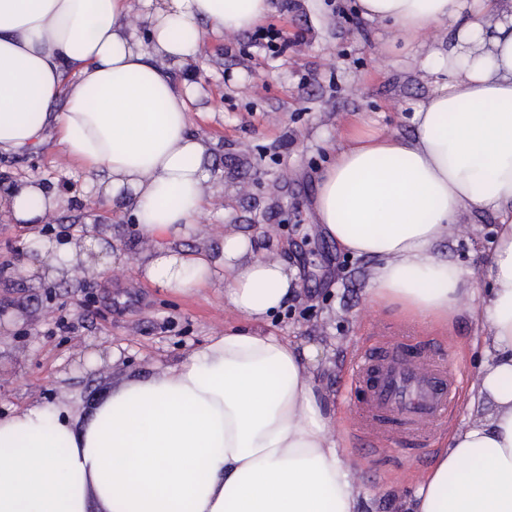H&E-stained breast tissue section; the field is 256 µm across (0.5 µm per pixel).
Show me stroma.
Masks as SVG:
<instances>
[{
    "instance_id": "stroma-1",
    "label": "stroma",
    "mask_w": 512,
    "mask_h": 512,
    "mask_svg": "<svg viewBox=\"0 0 512 512\" xmlns=\"http://www.w3.org/2000/svg\"><path fill=\"white\" fill-rule=\"evenodd\" d=\"M264 24L284 32L275 55L251 32L208 37L198 63L173 67L178 83L195 88L190 131L207 139L204 161L214 179L201 231L185 248L220 252L225 233L250 236L259 255L276 254L296 267L299 292L263 329L322 347L318 383L336 415V437L358 480L361 512H404L417 489L401 451L363 454L345 422L352 402L345 367L356 348L375 344L381 319H404L396 305L372 300V259L328 238L315 220L317 176L332 147L354 130L412 131V113L429 93L424 55L385 44L382 29L362 18L357 0H272ZM36 179L64 205L48 219L52 238L75 234L112 238L126 256L121 268L91 276L32 275L16 255L28 227L0 213V415L34 403L65 407L84 417L114 385L178 364L192 348L229 325H241L224 302V281L190 295L147 285L136 264L150 242L132 220L97 199L90 178L47 144L27 155L0 153V196ZM468 232L442 246L478 290L488 286L496 237L494 215L470 216ZM418 342L434 343L448 364L475 383L486 359L484 330L468 315L447 327L420 323ZM492 410L470 407L464 392L434 442L417 450L429 466L449 428Z\"/></svg>"
}]
</instances>
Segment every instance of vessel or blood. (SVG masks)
<instances>
[{"instance_id":"b4317fda","label":"vessel or blood","mask_w":512,"mask_h":512,"mask_svg":"<svg viewBox=\"0 0 512 512\" xmlns=\"http://www.w3.org/2000/svg\"><path fill=\"white\" fill-rule=\"evenodd\" d=\"M411 341L404 332H385L378 345L358 348L347 366L356 401L351 423L366 453L430 437L455 404L462 370Z\"/></svg>"}]
</instances>
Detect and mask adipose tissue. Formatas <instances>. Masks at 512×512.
Returning <instances> with one entry per match:
<instances>
[{
    "instance_id": "1",
    "label": "adipose tissue",
    "mask_w": 512,
    "mask_h": 512,
    "mask_svg": "<svg viewBox=\"0 0 512 512\" xmlns=\"http://www.w3.org/2000/svg\"><path fill=\"white\" fill-rule=\"evenodd\" d=\"M131 2L0 0V152L55 141L151 240L144 280L187 295L223 275L230 310L264 321L298 291L296 268L256 256L238 233L216 257L182 245L213 182L171 67L195 63L205 34L255 27L269 0H146L142 37ZM358 12L426 52L437 79L413 134L347 138L319 175L317 221L375 259L373 299L444 325L474 293L439 245L474 212L498 217L480 310L491 359L471 388L493 412L453 431L408 512H512V0H358ZM439 27L443 49L429 42ZM60 203L32 179L0 212L32 227ZM26 255L36 275L126 260L78 234L32 233ZM320 357L316 345L230 327L175 367L114 386L85 420L40 404L0 417V512H358Z\"/></svg>"
}]
</instances>
